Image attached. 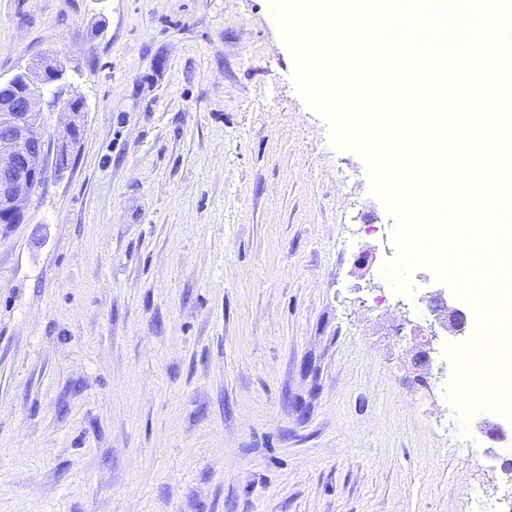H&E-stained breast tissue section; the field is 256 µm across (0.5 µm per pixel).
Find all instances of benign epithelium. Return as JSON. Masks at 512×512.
I'll return each instance as SVG.
<instances>
[{
    "label": "benign epithelium",
    "mask_w": 512,
    "mask_h": 512,
    "mask_svg": "<svg viewBox=\"0 0 512 512\" xmlns=\"http://www.w3.org/2000/svg\"><path fill=\"white\" fill-rule=\"evenodd\" d=\"M42 66L24 71L26 88L21 108L0 112V224H23L26 206L46 178L49 165L60 171L69 166L79 148L85 128L81 113L70 101L53 102L67 114V120L50 134L45 129L39 102L44 97ZM465 313L456 309L451 317L439 321L447 332L465 328Z\"/></svg>",
    "instance_id": "7a95c632"
}]
</instances>
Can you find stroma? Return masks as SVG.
Here are the masks:
<instances>
[{"label":"stroma","instance_id":"35a3bbf8","mask_svg":"<svg viewBox=\"0 0 512 512\" xmlns=\"http://www.w3.org/2000/svg\"><path fill=\"white\" fill-rule=\"evenodd\" d=\"M48 54L86 134L0 224V512H512L505 418L465 461L417 360L461 303L391 294L266 0H0V81Z\"/></svg>","mask_w":512,"mask_h":512}]
</instances>
